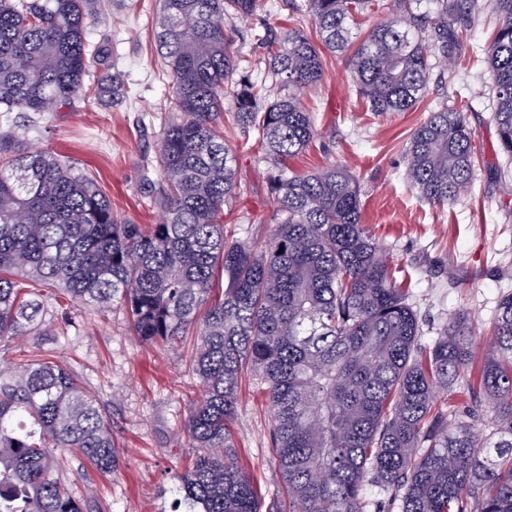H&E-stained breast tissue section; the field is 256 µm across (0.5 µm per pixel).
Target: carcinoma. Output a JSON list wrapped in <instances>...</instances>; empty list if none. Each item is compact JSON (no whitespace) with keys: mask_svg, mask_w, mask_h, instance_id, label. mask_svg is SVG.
<instances>
[{"mask_svg":"<svg viewBox=\"0 0 512 512\" xmlns=\"http://www.w3.org/2000/svg\"><path fill=\"white\" fill-rule=\"evenodd\" d=\"M94 4L0 0V343L42 335L41 287L124 304L148 343L195 333L189 367L204 392L185 430L198 452L162 512H260L229 426L246 372L266 386L282 477L269 512H366L369 483L400 512H512V293L499 301L481 364L464 314L422 344L416 311L361 224L355 177L342 166L304 176L287 166L317 135L307 94L324 77V51L347 54L369 111L407 112L427 94L435 55L452 79L479 0H307L321 45L295 28L252 29L268 59L259 83L224 27L229 16H252L259 0H162L155 38L170 116L159 179L144 185L161 220L146 226L29 142L34 115L86 97L92 66L102 70L99 96H129L109 38H88ZM493 6V120L512 159V0ZM369 12L381 18L360 36ZM469 108L461 100L433 112L409 136L404 179L435 206L453 204L470 183ZM226 120L255 135L270 165L275 229L265 243L224 234V207L240 190ZM465 377L476 378L468 411L490 414L488 433L436 403ZM58 448L102 475L118 463L112 424L78 375L50 354L0 368V512H83L58 476Z\"/></svg>","mask_w":512,"mask_h":512,"instance_id":"1","label":"carcinoma"}]
</instances>
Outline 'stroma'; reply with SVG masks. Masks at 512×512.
<instances>
[{
  "instance_id": "35a3bbf8",
  "label": "stroma",
  "mask_w": 512,
  "mask_h": 512,
  "mask_svg": "<svg viewBox=\"0 0 512 512\" xmlns=\"http://www.w3.org/2000/svg\"><path fill=\"white\" fill-rule=\"evenodd\" d=\"M481 2L454 79L431 77L426 98L411 111L368 112L345 58L326 55L324 79L307 98L319 134L288 161L299 174L339 165L356 177L362 223L383 246L398 287L419 316L426 345L458 311L484 333L500 298L512 293V164L498 143L496 94L485 63L496 16L491 0ZM159 8V0H103L91 27L92 34L109 35L115 67L133 99L114 105L91 96L76 110L40 113L30 136L34 147L62 155L87 173L113 208L138 224L160 219L141 189L166 118L168 85L153 38ZM262 23L276 30L293 25L308 38L317 36L310 13L289 16L283 0H262L252 17L232 26L244 32ZM462 95L472 100L466 118L476 132L478 160L455 204L436 207L404 181L407 140L430 113L454 107ZM224 137L236 153L241 184L229 220L238 237L268 240L275 209L269 167L237 126L225 124ZM46 320L54 333L39 337L36 347L84 380L112 420L120 455L117 469L103 476L81 458L60 453L61 478L78 487L85 512H160L171 497L172 472L193 453L184 430L191 401L202 390L186 364L193 336L175 346L149 344L133 335L121 304L101 310L64 297L48 300ZM270 427L265 387L244 375L231 432L263 512L281 483Z\"/></svg>"
}]
</instances>
